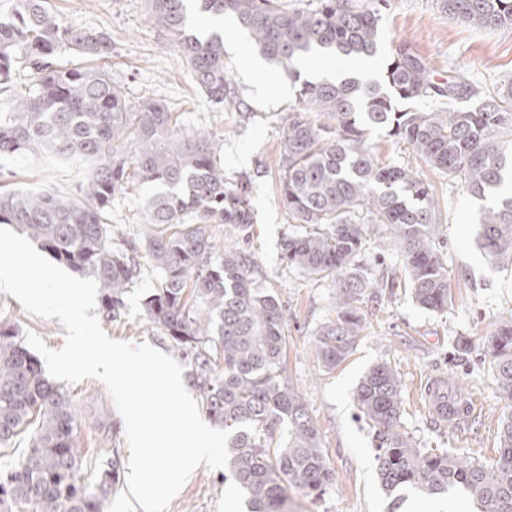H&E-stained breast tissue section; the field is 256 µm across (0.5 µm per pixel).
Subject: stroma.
Returning <instances> with one entry per match:
<instances>
[{"instance_id": "obj_1", "label": "stroma", "mask_w": 512, "mask_h": 512, "mask_svg": "<svg viewBox=\"0 0 512 512\" xmlns=\"http://www.w3.org/2000/svg\"><path fill=\"white\" fill-rule=\"evenodd\" d=\"M45 6L65 23L106 32L112 42L109 67L129 106L146 99L165 103L177 118L179 134L199 129L213 133L227 176L252 178L251 201L255 222L248 233L235 226H216L222 242H236L254 262L253 275L276 288L288 310V369L303 394L323 437L335 472L332 487L313 498L291 491L293 512H418L428 500L406 492L400 509L377 479L373 431L359 419L356 393L364 374L376 363L389 362L401 381L403 429L421 447L449 449L484 464L498 457L499 430L506 403L496 386L486 341L500 321L512 315V266H498L477 242V219L482 201L468 194L461 181L428 167H419L404 145L376 129L368 138L381 161L420 168L433 186L441 209V249L448 259L454 302L447 312L419 307L410 291H381L365 306L371 326L345 362L322 370L314 349L317 329L334 315L336 285L314 281L283 261L281 241L294 230L277 188V167L283 153V126L295 93L263 100L257 97L251 71L253 49L224 45V62L232 86L244 103L230 111L211 102L198 87L172 37L150 20L149 0H46ZM385 48L404 43L427 62L435 80L459 74L481 92L496 96L512 86V26L483 28L448 15L440 0H387L381 9ZM82 174L77 167L44 161L27 153L0 161V188L73 193ZM151 185L134 183L112 202L111 221L125 237L142 229L145 200ZM157 283V274L144 267L138 282L128 288L121 317L102 320L110 338L130 343L149 342L162 352L170 346L147 321L142 300ZM0 326L26 337L33 332L54 350L66 342L58 319L31 316L13 296L0 292ZM470 345L459 351L458 338ZM435 378L461 391L470 415L457 426L437 419L428 406L427 385ZM77 421V441L86 465L102 468L117 461L122 477L104 503L103 512H143L123 480L130 456L120 415L106 387L87 379L67 386ZM229 485L223 470L199 466L172 501L168 512H227Z\"/></svg>"}]
</instances>
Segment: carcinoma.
I'll use <instances>...</instances> for the list:
<instances>
[{
  "label": "carcinoma",
  "instance_id": "1",
  "mask_svg": "<svg viewBox=\"0 0 512 512\" xmlns=\"http://www.w3.org/2000/svg\"><path fill=\"white\" fill-rule=\"evenodd\" d=\"M448 14L482 27L512 26V0H443ZM234 19L257 53L301 82L284 126L280 199L301 231L285 237L288 266L314 280L336 281L335 317L315 336L319 367L343 363L370 327L363 302L374 283L359 264L372 234L384 232L401 257V279L415 301L448 310V262L437 247V197L420 172L383 163L368 132L385 129L418 160L464 179L478 198L495 194L480 220V248L496 264H512V87L477 106V88L459 78L435 81L427 62L401 44L379 55L382 15L375 0H151L150 19L177 41L181 57L212 102L240 110L224 63V41L201 36L189 15ZM84 57H111L95 29L67 25L44 0H19L16 22H0V92L13 88L22 64L34 83L10 98L0 117V160L26 152L78 162L85 178L72 195L31 190L0 193V224H15L54 259L95 278L102 312L114 320L140 274L139 251L158 272L144 299L147 320L188 361V381L202 411L231 431V478L248 512H291L289 491L320 496L334 481L322 434L289 378L285 308L276 289L252 277L251 259L214 236L218 224L245 231L254 223L251 178L224 174L211 134L178 137L174 113L157 100L132 109L101 66L54 62L60 47ZM380 60L376 80H300L313 54ZM448 108L423 111L425 99ZM311 112L317 120L305 116ZM160 187L146 200L145 237L115 246L112 200L129 179ZM498 389L511 408L501 421L498 459L483 465L420 448L403 430L400 381L387 362L373 366L357 390L359 417L374 430L378 476L388 492L414 489L441 496L460 488L483 512H512V316L487 341ZM36 425L17 464H0V512H101L119 481L112 462L80 476L77 425L70 395L10 329H0V447Z\"/></svg>",
  "mask_w": 512,
  "mask_h": 512
}]
</instances>
